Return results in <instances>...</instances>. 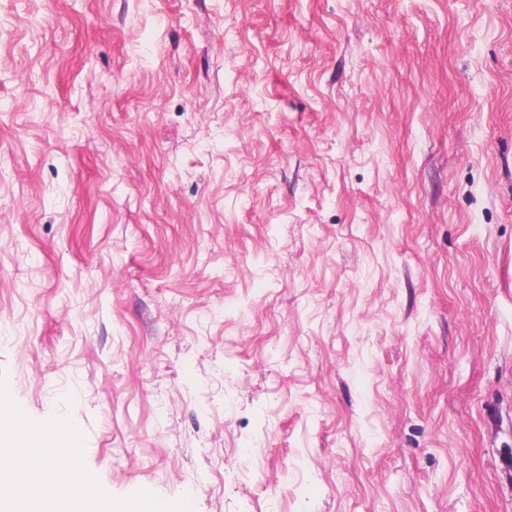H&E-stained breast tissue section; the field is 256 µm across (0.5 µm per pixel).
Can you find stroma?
<instances>
[{"label": "stroma", "instance_id": "obj_1", "mask_svg": "<svg viewBox=\"0 0 512 512\" xmlns=\"http://www.w3.org/2000/svg\"><path fill=\"white\" fill-rule=\"evenodd\" d=\"M0 380L114 498L512 512V0H0Z\"/></svg>", "mask_w": 512, "mask_h": 512}]
</instances>
